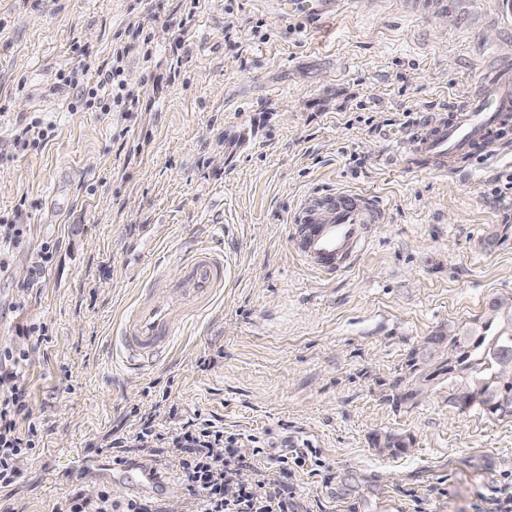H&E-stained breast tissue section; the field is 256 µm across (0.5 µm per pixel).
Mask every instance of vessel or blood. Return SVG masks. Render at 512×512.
I'll list each match as a JSON object with an SVG mask.
<instances>
[{
  "instance_id": "obj_1",
  "label": "vessel or blood",
  "mask_w": 512,
  "mask_h": 512,
  "mask_svg": "<svg viewBox=\"0 0 512 512\" xmlns=\"http://www.w3.org/2000/svg\"><path fill=\"white\" fill-rule=\"evenodd\" d=\"M512 121V62L489 68L476 91L435 112L400 142L398 156L409 169L440 174L461 155H478L483 142ZM382 208L369 195L351 191L312 193L297 206L291 221V244L312 270L325 278L351 268L367 248L372 225ZM224 288V253L198 247L185 253L175 277L157 276L121 318L114 346L124 361L141 369L153 365L172 344L181 323L208 310ZM163 468L138 467L132 488L163 481Z\"/></svg>"
}]
</instances>
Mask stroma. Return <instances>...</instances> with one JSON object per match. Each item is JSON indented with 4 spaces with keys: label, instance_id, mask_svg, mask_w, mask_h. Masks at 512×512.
<instances>
[{
    "label": "stroma",
    "instance_id": "stroma-1",
    "mask_svg": "<svg viewBox=\"0 0 512 512\" xmlns=\"http://www.w3.org/2000/svg\"><path fill=\"white\" fill-rule=\"evenodd\" d=\"M280 2L0 0V216L30 227L0 274V306L31 252L58 245L28 294V316L52 330L28 377L43 448L0 489V512H52L101 485L162 512L186 507L173 448L157 447L176 481L167 495L130 489L121 468L144 456L112 448L153 411L161 434L199 412L272 455L317 449L314 471L261 466L301 512H487L512 487V419L460 411L444 385L401 407L383 398L426 337L512 301V129L444 175L385 160L392 138L512 57V8L469 0L446 22L416 0H343L309 32L282 18L304 0ZM136 16L155 56L126 62L135 109H73L92 83L84 55L110 61ZM37 116L53 140L15 152ZM326 190L385 208L333 279L306 268L289 235L297 204ZM197 240L224 246L212 313L182 326L153 369L122 373L112 333L124 310ZM385 434L410 437V451L380 450Z\"/></svg>",
    "mask_w": 512,
    "mask_h": 512
}]
</instances>
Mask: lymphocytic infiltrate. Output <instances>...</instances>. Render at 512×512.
<instances>
[{
    "label": "lymphocytic infiltrate",
    "instance_id": "obj_1",
    "mask_svg": "<svg viewBox=\"0 0 512 512\" xmlns=\"http://www.w3.org/2000/svg\"><path fill=\"white\" fill-rule=\"evenodd\" d=\"M129 29L131 40L113 45L109 69L97 72L93 85L77 93L74 107L128 111L124 64L135 51L146 59L152 56L143 21H133ZM49 341L46 324L22 320L16 323L13 338L0 342V488L20 480L19 459L38 455L42 446L39 425L29 418L27 376L33 351ZM257 441L252 434L225 433L222 425L199 413L171 435L170 445L178 452L179 472L191 495L190 512H294L287 485L265 482L257 465ZM53 512L154 510L132 499L114 500L103 487L91 496L73 494L57 502Z\"/></svg>",
    "mask_w": 512,
    "mask_h": 512
}]
</instances>
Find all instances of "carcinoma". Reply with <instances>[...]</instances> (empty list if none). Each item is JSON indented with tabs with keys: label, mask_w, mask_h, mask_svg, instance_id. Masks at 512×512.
Returning <instances> with one entry per match:
<instances>
[{
	"label": "carcinoma",
	"mask_w": 512,
	"mask_h": 512,
	"mask_svg": "<svg viewBox=\"0 0 512 512\" xmlns=\"http://www.w3.org/2000/svg\"><path fill=\"white\" fill-rule=\"evenodd\" d=\"M426 341L454 350V362H443L426 377L428 383H448V402L458 404L466 395L489 394L487 403L473 409L500 419L512 418V377L502 372L498 354L512 352V326L482 320L469 326H451L448 335L438 333Z\"/></svg>",
	"instance_id": "cac0c4a2"
}]
</instances>
